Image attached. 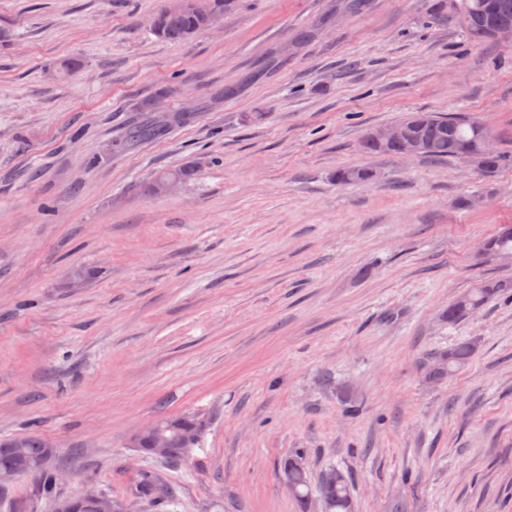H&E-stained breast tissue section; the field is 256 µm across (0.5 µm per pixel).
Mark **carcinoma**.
Returning a JSON list of instances; mask_svg holds the SVG:
<instances>
[{"label":"carcinoma","instance_id":"carcinoma-1","mask_svg":"<svg viewBox=\"0 0 512 512\" xmlns=\"http://www.w3.org/2000/svg\"><path fill=\"white\" fill-rule=\"evenodd\" d=\"M453 20L464 36L473 42H490L489 26L512 27V0H455V7H448V0H427L424 22L443 26ZM210 21L193 8V0H184L183 6L174 9L165 5L151 18L156 34L173 42H185L196 34L207 30ZM478 117L470 112H455L439 116L430 112H413L399 121L412 138L426 144L419 156L432 159L455 158L472 164L480 173L491 174L505 161V156L486 148V140L493 139L491 130L476 125ZM163 126L152 120L134 125L128 135L132 143L160 134ZM361 148L368 154L401 155L398 146L382 148L365 134ZM184 170L162 171L154 176L148 191L159 194L161 184L168 181L185 182ZM339 184H364L375 179L368 167H348L336 170ZM483 254L502 256L512 254V225L502 224L498 231L483 246ZM512 285L507 282L481 279L468 292L448 305L443 318L454 324L485 302L500 294H512ZM475 352L471 342L459 344L444 352H431L421 357L419 364L428 379L441 382L464 368ZM157 429L142 435L135 432L132 439L138 441L142 456L152 457L150 442L156 438L166 443V453L160 461L172 468L187 465L192 458V449L202 441L206 421L196 413L162 416L156 420ZM21 441L12 447L0 446V473L13 471L18 477H29L36 484L39 496L57 503L71 499L61 492V484L55 478L56 467L46 461L49 453L47 441L40 435L29 432L20 435ZM278 479L287 488L288 494L301 506L317 500L324 512H354L350 476L339 469L329 467L312 477L305 461L304 451L293 448L278 464ZM128 497L136 498L154 512H169L167 507L175 504L173 487L156 472L144 469L129 489Z\"/></svg>","mask_w":512,"mask_h":512}]
</instances>
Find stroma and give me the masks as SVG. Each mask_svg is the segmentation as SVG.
Returning a JSON list of instances; mask_svg holds the SVG:
<instances>
[{
    "mask_svg": "<svg viewBox=\"0 0 512 512\" xmlns=\"http://www.w3.org/2000/svg\"><path fill=\"white\" fill-rule=\"evenodd\" d=\"M164 2L0 0V440L51 441L68 495L154 470L173 512H300L276 478L292 448L349 474L355 512H512V302L440 319L512 280L481 253L512 224V41L424 25L426 0H235L173 43ZM412 112L475 113L509 163L361 151ZM147 116L162 135L124 145ZM352 166L375 181L336 183ZM165 169L191 176L145 193ZM75 267L95 276L72 289ZM462 342L429 382L420 356ZM184 412L208 419L188 466L129 448ZM511 288L512 285L507 282L481 279L468 292L449 304L448 310L444 311L442 316L448 324H454L469 315L471 311L481 308L489 298L500 294L507 295ZM506 297L512 300V294ZM475 352L471 342L459 344L444 352H431L421 357L419 364L429 380L441 382L464 368Z\"/></svg>",
    "mask_w": 512,
    "mask_h": 512,
    "instance_id": "35a3bbf8",
    "label": "stroma"
}]
</instances>
